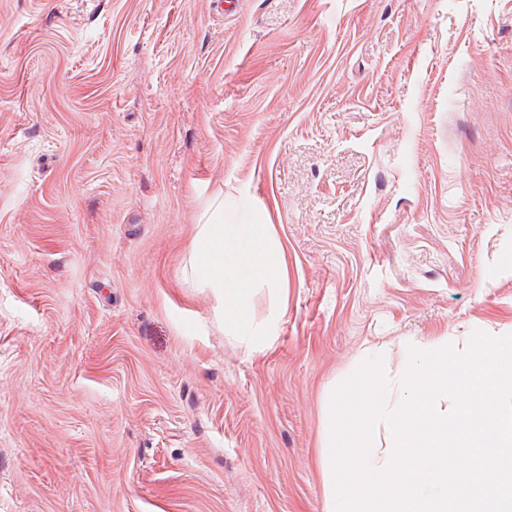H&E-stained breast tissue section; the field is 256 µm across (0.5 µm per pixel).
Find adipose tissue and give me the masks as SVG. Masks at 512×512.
Returning <instances> with one entry per match:
<instances>
[{
    "label": "adipose tissue",
    "instance_id": "1",
    "mask_svg": "<svg viewBox=\"0 0 512 512\" xmlns=\"http://www.w3.org/2000/svg\"><path fill=\"white\" fill-rule=\"evenodd\" d=\"M193 241V273L213 288L222 303L224 329L253 352L263 351L269 338L256 322L253 298L264 288L273 297L272 313H280L288 285L284 246L273 225L262 220H228L224 200L216 198Z\"/></svg>",
    "mask_w": 512,
    "mask_h": 512
}]
</instances>
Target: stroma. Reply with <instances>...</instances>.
Here are the masks:
<instances>
[{"label": "stroma", "instance_id": "stroma-1", "mask_svg": "<svg viewBox=\"0 0 512 512\" xmlns=\"http://www.w3.org/2000/svg\"><path fill=\"white\" fill-rule=\"evenodd\" d=\"M269 215L268 347L190 274ZM512 332V0H0V512H326L336 387Z\"/></svg>", "mask_w": 512, "mask_h": 512}]
</instances>
